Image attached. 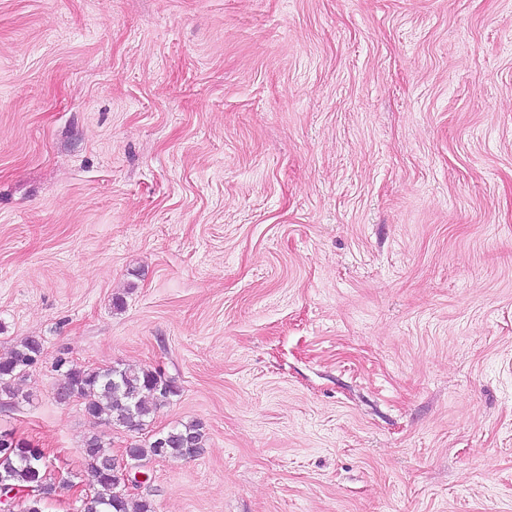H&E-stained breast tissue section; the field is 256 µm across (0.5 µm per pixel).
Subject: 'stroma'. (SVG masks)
Segmentation results:
<instances>
[{
    "instance_id": "stroma-1",
    "label": "stroma",
    "mask_w": 512,
    "mask_h": 512,
    "mask_svg": "<svg viewBox=\"0 0 512 512\" xmlns=\"http://www.w3.org/2000/svg\"><path fill=\"white\" fill-rule=\"evenodd\" d=\"M122 297L123 308L112 301ZM0 404L80 512H512V0H0ZM161 370L130 432L57 357ZM42 349L40 339L28 337L11 348L8 353L0 355V401L2 398L13 400L18 396L12 387V381L36 363ZM160 439L162 441H160ZM205 433L200 422H188L170 428L158 435H153L136 448L124 451L126 458L143 460L151 457L165 458L166 456L193 457L203 448ZM123 455V456H124ZM82 449L85 468L91 478L94 494L82 501L81 512H155L153 503L146 498L132 500L126 494H118L112 479V470L118 480L126 488L129 485L128 471L124 461L119 463L112 451L97 435L88 436Z\"/></svg>"
}]
</instances>
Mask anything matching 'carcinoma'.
Wrapping results in <instances>:
<instances>
[{"label": "carcinoma", "instance_id": "obj_1", "mask_svg": "<svg viewBox=\"0 0 512 512\" xmlns=\"http://www.w3.org/2000/svg\"><path fill=\"white\" fill-rule=\"evenodd\" d=\"M40 339L28 337L0 355V399L13 400L18 393L12 381L32 367L42 353ZM177 394L164 375L149 368L116 366L110 369L84 368L71 364L66 383L57 391L63 401L77 397L85 411L98 420L110 421L132 432L145 430L163 402ZM205 433L199 422H188L154 435L134 448L136 459L166 456L193 457L203 448ZM36 449L0 434V476L11 488H33L36 494L21 503V512H44V501L52 492L45 482L46 467L35 457ZM87 473L96 486L81 512H155L153 503L131 500L118 493L112 479V451L97 435L88 436L82 448Z\"/></svg>", "mask_w": 512, "mask_h": 512}]
</instances>
